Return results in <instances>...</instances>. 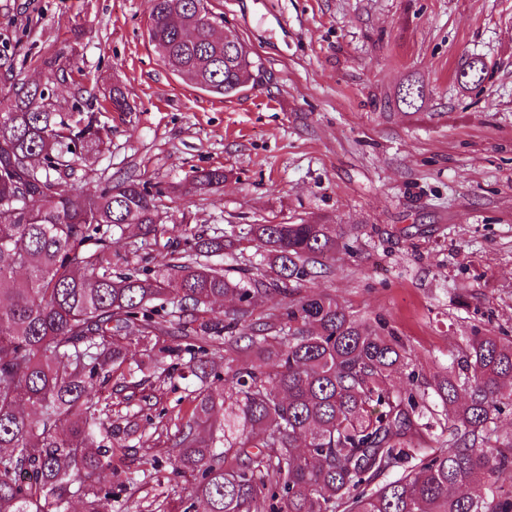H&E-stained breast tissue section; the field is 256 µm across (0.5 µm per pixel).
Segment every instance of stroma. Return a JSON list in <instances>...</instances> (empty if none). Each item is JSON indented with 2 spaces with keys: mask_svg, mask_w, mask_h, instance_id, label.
Masks as SVG:
<instances>
[{
  "mask_svg": "<svg viewBox=\"0 0 512 512\" xmlns=\"http://www.w3.org/2000/svg\"><path fill=\"white\" fill-rule=\"evenodd\" d=\"M249 45L259 72L239 97L205 94L173 74L147 37L146 0H0V52L33 82L47 61L65 71L51 111L75 100L105 144L76 162L66 189L92 195L128 177L165 188L164 219L182 231L243 224L340 225L344 248L320 274L249 308L257 325L289 298L328 294L356 319H382L423 385L456 359L474 329L512 337V0H208ZM485 79L462 88L461 64ZM418 81V108L397 100ZM120 88L129 111L106 98ZM220 168L206 194L193 172ZM166 237L139 227L112 249L145 268ZM147 363L142 383L116 392L138 424L100 512H137L162 492L144 459L166 460L200 382Z\"/></svg>",
  "mask_w": 512,
  "mask_h": 512,
  "instance_id": "1",
  "label": "stroma"
}]
</instances>
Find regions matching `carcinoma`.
I'll return each instance as SVG.
<instances>
[{
	"label": "carcinoma",
	"mask_w": 512,
	"mask_h": 512,
	"mask_svg": "<svg viewBox=\"0 0 512 512\" xmlns=\"http://www.w3.org/2000/svg\"><path fill=\"white\" fill-rule=\"evenodd\" d=\"M206 0H148V37L176 75L226 99L252 79L255 62L240 37L224 42ZM40 83L13 79L0 89V512H84L112 496L96 480L113 471L134 430L112 415L106 387L127 362V346L181 331L185 345L159 357L182 359L209 380L193 397L170 453V474L194 476L187 498L165 512H512L496 477L512 468V433L497 419L512 405V338L475 331L462 360L435 379L450 423L448 447L418 459L400 477L366 490L409 459L412 435L429 430L428 393L391 384L409 365L385 325L355 319L328 294L288 302L264 324L247 309L314 275L342 239L334 224H248L186 233L150 273L113 271L112 252L127 224L158 237L164 189L128 178L85 196L63 188L73 164L103 144L92 117L65 119L47 102L62 68L48 62ZM423 86L410 81L399 102L414 107ZM221 169L191 176L205 190ZM265 271L235 277L209 259L241 242ZM234 297L239 309L214 315L209 304ZM247 344H241V341ZM224 349V366L212 361Z\"/></svg>",
	"instance_id": "obj_1"
}]
</instances>
